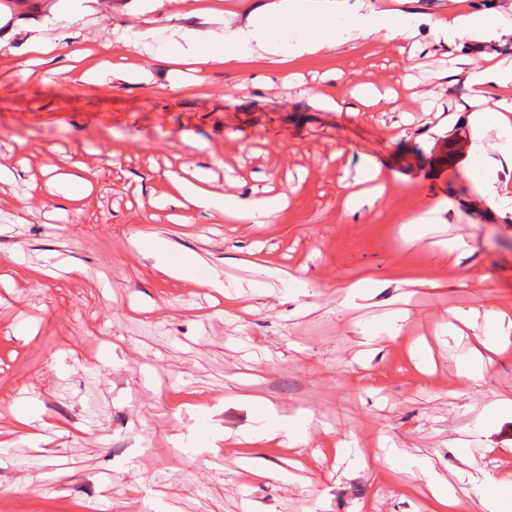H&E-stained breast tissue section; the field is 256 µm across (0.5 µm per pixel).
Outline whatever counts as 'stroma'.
I'll use <instances>...</instances> for the list:
<instances>
[{"instance_id":"stroma-1","label":"stroma","mask_w":512,"mask_h":512,"mask_svg":"<svg viewBox=\"0 0 512 512\" xmlns=\"http://www.w3.org/2000/svg\"><path fill=\"white\" fill-rule=\"evenodd\" d=\"M113 2L45 36L111 43L142 81L26 79L0 56V165L12 172L0 197L13 203L0 207V508L431 512L409 470L422 459L463 512H482L471 476H512V337L491 321L512 316V169L489 131L479 141L505 200L467 178L476 105L431 26L496 12L507 36L465 38L460 54L507 66L512 0H365L417 13L412 47L344 40L320 14L288 31L335 40L331 53L200 82L161 54L166 16ZM145 27L149 57L123 41ZM345 80L374 87L373 104L343 96ZM369 159L385 192L345 208ZM85 169L94 192L68 199L64 176ZM174 172L288 203L268 224L187 212L163 197ZM431 209L435 221L415 223ZM141 238L163 241L186 273L157 269ZM472 308L474 329L449 332ZM480 334L495 354L470 383L460 372ZM263 400L311 417L306 444L280 436L250 451L245 437L274 426ZM13 407L33 415L27 432Z\"/></svg>"}]
</instances>
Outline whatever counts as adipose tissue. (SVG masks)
<instances>
[{"instance_id": "obj_1", "label": "adipose tissue", "mask_w": 512, "mask_h": 512, "mask_svg": "<svg viewBox=\"0 0 512 512\" xmlns=\"http://www.w3.org/2000/svg\"><path fill=\"white\" fill-rule=\"evenodd\" d=\"M96 0H56L42 22L37 34L27 36L14 54L20 66L33 62H46L57 58L56 43L44 38L43 30L68 27L77 18L92 10ZM146 12L168 11L175 17L194 19L191 27H181L171 32L168 54L175 63L192 64L196 73L207 72L213 67L238 71L244 65L257 61L283 63L303 56H313L332 51L334 42L324 39L301 40L284 46L270 37L273 29L288 20L307 21L311 10L307 0H277L276 4L245 13L238 20L225 21L223 27L214 28V15L195 7L193 0H145ZM340 13L348 39L354 40L372 34L384 33L390 40L408 41L414 36L410 17L399 11L385 13L382 23H374L373 12L367 11L363 0H344ZM479 32L488 38L501 37L503 29L498 18L490 12L475 10L457 15L448 23L437 24L436 45L440 48L455 47L470 33ZM512 84V65L479 66L466 83L470 96L477 99L494 98V108L484 113L482 125L502 132L512 131V100L501 97V88ZM172 184L180 197L179 207L195 208L207 212L246 215L252 223L268 224L284 206L282 197L257 196L241 198L233 194L220 195L207 187L176 178ZM471 492L479 499L485 512H512V480L483 476L473 478Z\"/></svg>"}]
</instances>
